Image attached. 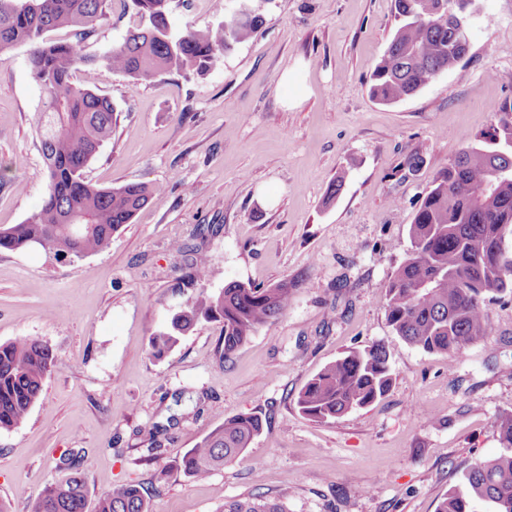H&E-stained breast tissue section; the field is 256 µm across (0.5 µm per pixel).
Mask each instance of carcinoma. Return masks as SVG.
Masks as SVG:
<instances>
[{
    "mask_svg": "<svg viewBox=\"0 0 512 512\" xmlns=\"http://www.w3.org/2000/svg\"><path fill=\"white\" fill-rule=\"evenodd\" d=\"M398 26L371 75L370 93L381 104L403 101L461 60L459 35L448 24V9L464 16L472 0H394ZM107 0H0V53L19 43L30 46L32 77L43 96L37 125L47 170V190L39 210L21 224L0 228V249H26L38 242L57 258L83 257L106 250L112 235L164 193L143 183L101 188L85 168L112 134V102L93 88L95 59L82 40L94 33ZM145 26L103 55V61L130 79L171 72L205 75L224 53L246 41L264 22L253 8H224L215 26L175 33L168 22L170 0H134ZM73 28L80 39L60 42L47 34ZM80 70L83 83L72 75ZM462 153L434 177L410 224V248L386 288L385 314L395 335L428 353L455 360L489 336L484 302L512 296V101L505 100L497 122L478 135H465ZM189 281L198 292L176 313L166 331L151 340L162 356L202 320L224 324V358L259 328L288 308L296 282L280 280L265 288L231 281L219 291L204 286L208 261L200 252ZM57 366L53 350L37 337L0 344V431L21 424L39 400L46 378ZM393 370L382 344L343 353L313 375L296 397L299 412L329 423L364 409L388 393ZM499 454L471 464L436 512H476L487 501L493 512H512V411L500 413ZM263 428L254 414H237L182 459L184 473L204 480L239 458ZM71 470L48 486L33 512H150L143 488L128 483L100 495L89 506L86 481L76 455L62 459ZM219 512H286L282 504L234 502Z\"/></svg>",
    "mask_w": 512,
    "mask_h": 512,
    "instance_id": "obj_1",
    "label": "carcinoma"
}]
</instances>
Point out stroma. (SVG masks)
<instances>
[{"mask_svg":"<svg viewBox=\"0 0 512 512\" xmlns=\"http://www.w3.org/2000/svg\"><path fill=\"white\" fill-rule=\"evenodd\" d=\"M261 12L254 36L202 76L134 85L96 66L115 124L88 180L165 188L108 249L71 260L0 250V343L36 336L58 358L27 419L0 431L9 512H32L68 477L60 459L74 449L89 501L138 483L152 512H219L258 494L284 496L288 512H436L468 466L498 454L496 417L512 410V296L487 301L489 337L452 366L394 334L385 290L462 134L486 131L512 99V0H474L459 65L391 105L369 88L396 26L394 0H263ZM222 19L213 0H171L173 31ZM139 24L133 0H112L86 53L103 54ZM41 108L28 46L1 53L0 227L24 222L44 198ZM198 251L210 290L300 285L230 359L219 321L154 357L152 336L195 292L183 274ZM376 343L395 372L384 397L328 424L298 411L315 373ZM248 413L267 424L244 456L187 478L181 458L225 417Z\"/></svg>","mask_w":512,"mask_h":512,"instance_id":"1","label":"stroma"}]
</instances>
